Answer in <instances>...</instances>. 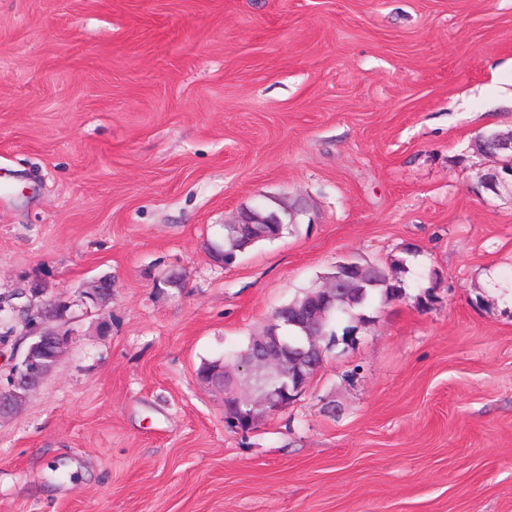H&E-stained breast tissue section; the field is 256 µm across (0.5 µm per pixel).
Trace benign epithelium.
<instances>
[{
  "label": "benign epithelium",
  "instance_id": "obj_1",
  "mask_svg": "<svg viewBox=\"0 0 512 512\" xmlns=\"http://www.w3.org/2000/svg\"><path fill=\"white\" fill-rule=\"evenodd\" d=\"M475 146L490 161L489 168L479 176L478 187L495 196L504 191L512 193V131L498 133L490 141L481 138ZM307 213V208L300 204L268 210L263 215L249 210L240 213L236 224H271L279 227L296 224L299 217ZM43 294V290L32 288L22 292L27 298L22 311L29 319H39L41 327L32 332L36 341L28 345L20 363L12 366L10 387L0 391V419L17 413L24 406L30 393L53 370L70 345V331L51 326V323L65 316L71 308L70 303L45 300ZM83 297L96 308L103 309L112 297V278L103 276L94 280ZM335 301V286L325 282L309 295V301L295 309V315L285 320V323L301 329V339L295 345L284 339L280 318H272L267 336L246 358L249 378L240 379L235 370L224 372L222 362L217 363L208 376L200 377L204 384L220 391L224 390L226 384L232 388L233 401L227 413L236 426H247L243 408L256 402L269 414L279 412L281 407L271 396L284 378L288 379V386L295 395L302 394L310 377L321 367L311 356L321 351L322 321Z\"/></svg>",
  "mask_w": 512,
  "mask_h": 512
}]
</instances>
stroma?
Wrapping results in <instances>:
<instances>
[{
    "mask_svg": "<svg viewBox=\"0 0 512 512\" xmlns=\"http://www.w3.org/2000/svg\"><path fill=\"white\" fill-rule=\"evenodd\" d=\"M509 130L512 0H0V297L72 333L0 421V512H512V194L474 148ZM349 257L408 258L406 298L230 427L199 366ZM308 213L307 208L303 207L300 204H292L285 207H282L280 210L269 211L267 210L264 215H259L252 210L241 212L237 221L230 224H225L224 226V240L221 244H217L215 247L219 248L221 252H224V255H219L218 257H223V261L220 262L224 264V256L231 257L235 256V259L252 247L256 246L263 241H273V240H259L254 244L247 247L243 252L240 250L243 245V237L233 224L238 225H249V224H271L280 227L281 224H298V219L300 216L306 215ZM249 227H253L249 225ZM111 297L112 278L106 276L94 280L83 294V298L90 300L99 311L106 306Z\"/></svg>",
    "mask_w": 512,
    "mask_h": 512,
    "instance_id": "obj_1",
    "label": "stroma"
}]
</instances>
